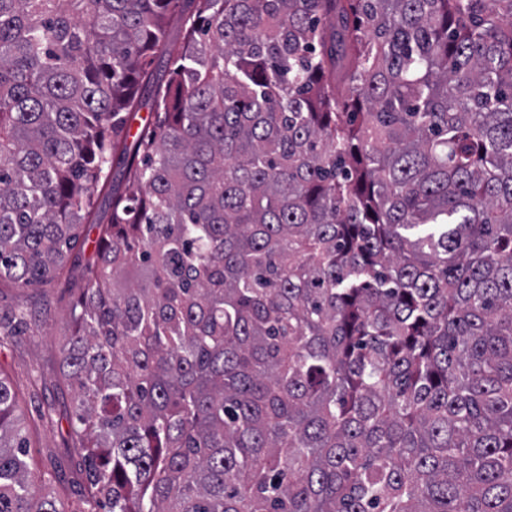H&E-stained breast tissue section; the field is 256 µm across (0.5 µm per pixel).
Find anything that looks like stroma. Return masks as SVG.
Instances as JSON below:
<instances>
[{"mask_svg": "<svg viewBox=\"0 0 512 512\" xmlns=\"http://www.w3.org/2000/svg\"><path fill=\"white\" fill-rule=\"evenodd\" d=\"M76 233L68 271L36 290L0 288V321L11 322L16 310L25 312L21 335H0V372L18 395L19 425L30 445L29 470L35 478L52 473L48 489L69 512H80L88 482L83 456L71 439L74 391L64 376L59 344L72 326L69 314L78 298L71 267L93 252L97 239L89 224L78 226Z\"/></svg>", "mask_w": 512, "mask_h": 512, "instance_id": "stroma-1", "label": "stroma"}]
</instances>
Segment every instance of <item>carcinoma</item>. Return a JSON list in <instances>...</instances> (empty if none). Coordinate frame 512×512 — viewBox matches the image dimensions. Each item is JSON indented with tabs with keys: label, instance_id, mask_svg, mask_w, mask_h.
<instances>
[{
	"label": "carcinoma",
	"instance_id": "carcinoma-1",
	"mask_svg": "<svg viewBox=\"0 0 512 512\" xmlns=\"http://www.w3.org/2000/svg\"><path fill=\"white\" fill-rule=\"evenodd\" d=\"M81 224L84 512H512V0H0V284Z\"/></svg>",
	"mask_w": 512,
	"mask_h": 512
}]
</instances>
